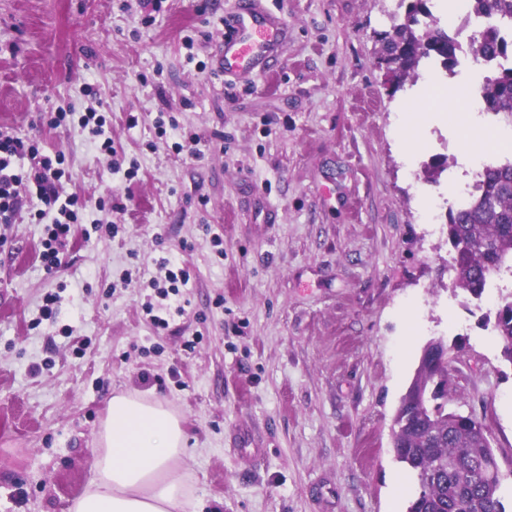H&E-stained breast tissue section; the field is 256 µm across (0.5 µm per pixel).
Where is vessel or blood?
I'll return each instance as SVG.
<instances>
[{
  "mask_svg": "<svg viewBox=\"0 0 512 512\" xmlns=\"http://www.w3.org/2000/svg\"><path fill=\"white\" fill-rule=\"evenodd\" d=\"M283 33V22L266 12L261 0H252L224 37L218 69L230 73L257 66L276 48Z\"/></svg>",
  "mask_w": 512,
  "mask_h": 512,
  "instance_id": "vessel-or-blood-1",
  "label": "vessel or blood"
}]
</instances>
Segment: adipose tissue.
I'll use <instances>...</instances> for the list:
<instances>
[{
	"mask_svg": "<svg viewBox=\"0 0 512 512\" xmlns=\"http://www.w3.org/2000/svg\"><path fill=\"white\" fill-rule=\"evenodd\" d=\"M94 479L70 512H194L178 414L138 393L112 396L97 436Z\"/></svg>",
	"mask_w": 512,
	"mask_h": 512,
	"instance_id": "adipose-tissue-1",
	"label": "adipose tissue"
}]
</instances>
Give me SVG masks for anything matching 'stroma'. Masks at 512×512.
<instances>
[{
  "mask_svg": "<svg viewBox=\"0 0 512 512\" xmlns=\"http://www.w3.org/2000/svg\"><path fill=\"white\" fill-rule=\"evenodd\" d=\"M238 3L0 0V129L64 153L61 193L88 203L50 270L42 220L0 223V512H69L116 391L181 415L197 512H406L393 418L439 337L462 345L450 406L488 424L512 512V363L485 325L512 292L453 288L431 219L472 159L512 158L511 121L482 115L497 151L464 140L430 84L476 90L486 68L399 88L380 38L400 0H262L277 53L212 74ZM417 101L432 118L403 122ZM93 104L114 161L48 122ZM169 254L191 279L164 298L146 282Z\"/></svg>",
  "mask_w": 512,
  "mask_h": 512,
  "instance_id": "1",
  "label": "stroma"
}]
</instances>
